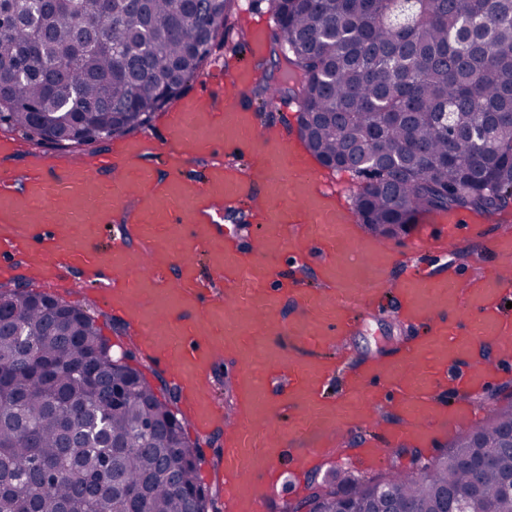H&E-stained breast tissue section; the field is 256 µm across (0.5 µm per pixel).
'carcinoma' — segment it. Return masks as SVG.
Here are the masks:
<instances>
[{"mask_svg": "<svg viewBox=\"0 0 512 512\" xmlns=\"http://www.w3.org/2000/svg\"><path fill=\"white\" fill-rule=\"evenodd\" d=\"M235 0H0V122L73 153L149 125L235 29ZM269 0L278 78L301 138L360 180L354 214L406 231L419 216L512 204V0ZM452 113L446 127L439 113ZM197 443L85 310L45 293L0 300V512H220ZM512 512V405L437 460L348 487L307 512Z\"/></svg>", "mask_w": 512, "mask_h": 512, "instance_id": "cac0c4a2", "label": "carcinoma"}]
</instances>
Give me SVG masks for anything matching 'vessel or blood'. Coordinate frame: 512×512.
<instances>
[{"label":"vessel or blood","mask_w":512,"mask_h":512,"mask_svg":"<svg viewBox=\"0 0 512 512\" xmlns=\"http://www.w3.org/2000/svg\"><path fill=\"white\" fill-rule=\"evenodd\" d=\"M204 81L202 102L169 111L166 140L145 134L87 161L38 154L21 174L1 170L0 276L13 278L22 266L42 283L76 272L99 286L169 375L194 430L224 428L227 512H256L279 494L284 475L300 480L311 470L309 457L288 448L289 434L333 437L357 421L377 427V400L385 398L405 422L360 449L374 466L386 444L429 445L440 418L470 420L477 397L512 373V317L502 310L512 294V238L490 242L495 269L441 276L412 269L388 280L389 267L406 257L355 243L354 219L337 208L334 183L314 184L298 151L240 107L251 76L220 61ZM248 149L264 160L255 178L233 162ZM193 157L205 159L202 174L186 171ZM257 198L251 248L225 236L222 221ZM476 228V219L461 216L419 246L445 253ZM283 251L287 272L274 262ZM285 299L299 306L295 317L281 310ZM390 308L418 336L351 370L344 359H325L364 314ZM283 337L300 357L285 355ZM224 352L238 363L230 424L204 389ZM335 380L340 390L328 394ZM446 381L455 397L443 402L434 390Z\"/></svg>","instance_id":"1"}]
</instances>
